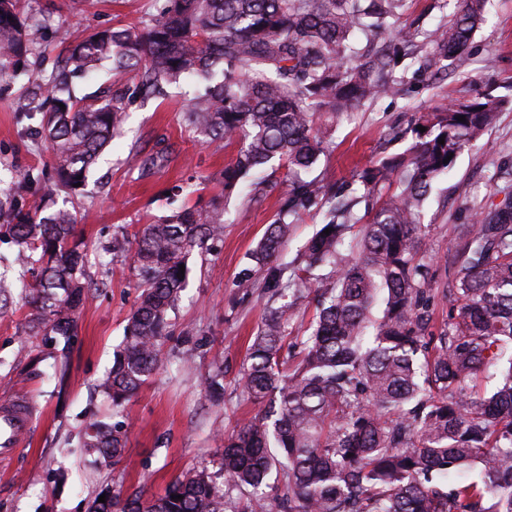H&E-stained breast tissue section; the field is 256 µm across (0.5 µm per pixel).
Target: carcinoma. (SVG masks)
Wrapping results in <instances>:
<instances>
[{
    "label": "carcinoma",
    "mask_w": 512,
    "mask_h": 512,
    "mask_svg": "<svg viewBox=\"0 0 512 512\" xmlns=\"http://www.w3.org/2000/svg\"><path fill=\"white\" fill-rule=\"evenodd\" d=\"M404 2L164 0L151 23L88 34L28 87L41 102L56 185L71 192L120 132L130 99L195 76L211 84L186 121L240 144L224 166V193H262L275 160L289 176L278 217L241 271L245 288L261 278L294 297L263 318L240 379L242 395L264 409L224 435L219 474L203 465L157 497L103 490L106 502L90 512H512V196L473 207L468 223L453 226V288L432 287L418 259L433 183L496 124L505 100L477 89L419 113L407 151L363 170L377 198L363 218L346 214L334 185L301 177L329 151L337 114L401 94L395 67L418 48V30L398 23ZM483 10L484 0H458L451 18L425 33L420 68L466 72ZM41 38L42 26L21 17V0H0L1 80L19 75ZM107 64L133 84L74 94V80ZM25 192L17 182L7 213L18 251L0 256V309L20 289L30 308L24 334L50 346L73 335L91 298L87 245L76 214L49 192L24 203ZM314 208L324 219L286 278L276 260L289 224ZM223 234L219 208L186 206L137 233L139 301L98 380L113 414L161 367L169 311L185 285L179 266ZM309 297L316 314L307 335L295 336L297 300ZM438 297L448 300L442 328L433 323ZM287 345L297 352L285 359ZM492 367L497 384L485 396L477 380ZM125 446L121 425H86L83 447L96 463L116 464Z\"/></svg>",
    "instance_id": "carcinoma-1"
}]
</instances>
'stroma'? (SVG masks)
<instances>
[{"mask_svg": "<svg viewBox=\"0 0 512 512\" xmlns=\"http://www.w3.org/2000/svg\"><path fill=\"white\" fill-rule=\"evenodd\" d=\"M22 6L25 18L42 21L46 29L25 72L0 81L1 202L9 199L15 173L28 178L31 193L53 186L54 161L36 134L41 115L26 111L23 96L28 81L49 74L63 54L58 23L71 24L78 34L95 27L140 28L157 12L156 0H22ZM469 54L468 72L451 71L436 80L417 63L399 64L401 95L341 114L332 145L314 170L358 199L360 171L411 145L406 130L417 113L469 100L478 86L505 97L496 125L459 154L424 203L425 249L438 259L431 271L440 288L449 281L442 258L454 247L452 226L467 223L468 206L500 202L512 191V0H487ZM197 88L189 78L170 86L166 95L131 102L120 135L92 166L83 191L72 197L95 290L70 341L52 349L28 342L27 307L16 299L0 310V400L25 397L34 416L26 445L14 458L0 459V512H88L108 488L125 497L161 495L173 478L193 468L217 470L225 432L260 412L241 394L239 379L251 338L279 299L260 287H241L239 274L279 212L288 175L283 168L270 175L260 199L225 196L222 173L238 146L203 141L187 125L184 115ZM135 152L155 157L156 166L140 172L131 160ZM177 185L183 188L179 205L224 208V235L208 255L189 258L186 288L170 313L164 365L117 416L127 435L123 457L112 467L94 466L82 446L85 426L93 418L115 417L96 383L112 364L139 294L130 261L113 257L112 240L169 215L168 193ZM217 368L224 385L218 405L202 387Z\"/></svg>", "mask_w": 512, "mask_h": 512, "instance_id": "1", "label": "stroma"}]
</instances>
